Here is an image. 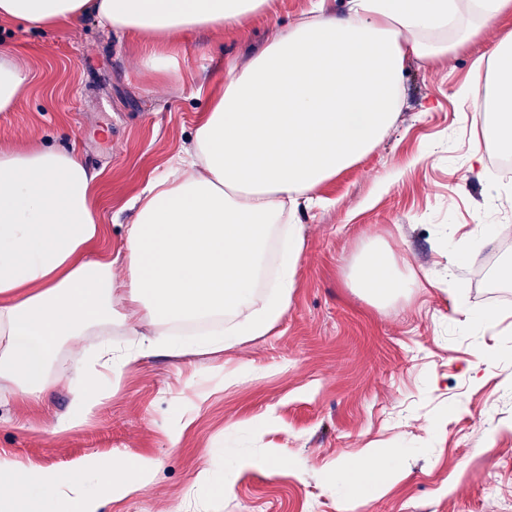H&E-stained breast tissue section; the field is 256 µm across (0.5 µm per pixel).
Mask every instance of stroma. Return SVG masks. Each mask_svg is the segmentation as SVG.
Masks as SVG:
<instances>
[{
    "instance_id": "1",
    "label": "stroma",
    "mask_w": 512,
    "mask_h": 512,
    "mask_svg": "<svg viewBox=\"0 0 512 512\" xmlns=\"http://www.w3.org/2000/svg\"><path fill=\"white\" fill-rule=\"evenodd\" d=\"M272 14L165 42L169 73L143 63L156 41L87 18L53 29L0 24V49L29 73L0 112V149L50 142L76 150L100 178L102 248L123 251L128 201L191 147L195 123L224 65L246 63L274 32L305 17L310 0H273ZM512 31V14L455 53L405 63L403 100L378 146L299 204L304 237L288 311L267 335L219 354L150 355L113 383L94 415L54 431L71 407L64 385L43 401L0 391V452L42 467L87 456L158 460L156 479L110 512H336L344 485L332 468L368 447L396 448L398 476L359 512H512V226L497 151L473 144L485 116L460 101L472 64ZM389 248L411 286L378 305L352 288L368 245ZM464 252L467 263L450 266ZM488 309L496 321L481 322ZM178 443H171L172 428ZM290 453L270 472L269 449ZM229 476L230 496L188 497L195 473Z\"/></svg>"
}]
</instances>
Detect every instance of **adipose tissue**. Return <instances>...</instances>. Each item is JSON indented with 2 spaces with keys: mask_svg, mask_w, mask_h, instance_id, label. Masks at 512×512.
<instances>
[{
  "mask_svg": "<svg viewBox=\"0 0 512 512\" xmlns=\"http://www.w3.org/2000/svg\"><path fill=\"white\" fill-rule=\"evenodd\" d=\"M272 2L0 0V20L52 28L92 16L118 32L165 38L243 23ZM462 8L460 0H347L337 14L328 0H313L309 19L277 30L246 65L225 68L190 150L132 199L135 217L116 255L98 247L105 234L94 210L99 174L75 151L48 143L0 150V385L35 400L65 382L72 409L56 426L68 430L142 357L183 354L176 339L183 328L223 323L196 342L212 351L269 333L288 311L303 249L296 226L280 221L286 201L312 199L380 143L401 103L407 58L453 52L512 12V0H469V27L460 24ZM451 28L458 31L452 45L420 38ZM504 42L459 95L494 105L497 116L481 138L512 155V35ZM119 265L124 275H116ZM262 281L269 291L260 300ZM355 284L384 304L407 280L392 253L378 248L362 257ZM112 328L136 343L103 344L59 365L62 347ZM399 469L393 448L366 449L354 466L336 468V481L349 486L336 512H356ZM158 470L153 458L89 456L43 468L0 454V480L10 485L0 512H103Z\"/></svg>",
  "mask_w": 512,
  "mask_h": 512,
  "instance_id": "adipose-tissue-1",
  "label": "adipose tissue"
}]
</instances>
